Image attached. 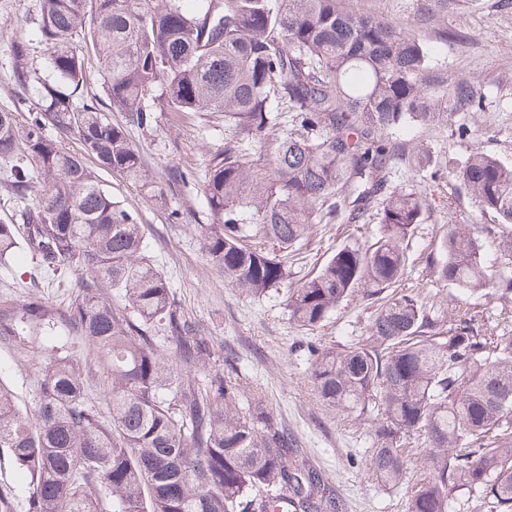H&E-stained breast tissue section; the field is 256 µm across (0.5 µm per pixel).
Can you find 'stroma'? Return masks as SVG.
I'll use <instances>...</instances> for the list:
<instances>
[{
  "instance_id": "stroma-1",
  "label": "stroma",
  "mask_w": 512,
  "mask_h": 512,
  "mask_svg": "<svg viewBox=\"0 0 512 512\" xmlns=\"http://www.w3.org/2000/svg\"><path fill=\"white\" fill-rule=\"evenodd\" d=\"M359 15H378L423 38L431 57L428 78L446 90L458 80L470 81L482 100L469 109L449 104L442 123L392 130L412 149L427 151L444 172L436 179L425 170L395 176L393 186L414 189L428 209L407 245L411 263L404 288L423 294L438 292L419 262L420 252L434 248L451 224H496L495 214L479 213L455 178L473 144L512 162V0H448L447 10L422 22L424 0H344ZM39 0H0V111L29 117L27 104L10 74L12 47L35 41ZM467 135H460L459 126ZM165 205L131 186L118 174L101 172L113 197L136 214L143 226L147 252L164 271L184 314L208 336L216 355L234 364L244 386L259 390L265 402L300 442L305 457L335 486L345 512H408L410 485L383 486L371 469L375 423L371 416L325 406L310 381L309 347H343L366 340L372 309L354 295L317 327L304 330L288 319L287 288L315 274L336 246L375 241L380 217L339 223L315 231L289 266L286 289L248 296L227 284L206 261L197 225L210 223L203 192L204 174L213 153L231 136L221 118L198 114L163 116L158 128L144 132L127 127ZM192 171L189 183L176 181V171ZM42 351L0 343V383L17 395L21 407H32L40 381Z\"/></svg>"
}]
</instances>
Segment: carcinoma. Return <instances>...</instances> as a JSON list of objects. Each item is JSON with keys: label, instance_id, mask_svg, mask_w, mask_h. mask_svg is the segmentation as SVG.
Here are the masks:
<instances>
[{"label": "carcinoma", "instance_id": "1", "mask_svg": "<svg viewBox=\"0 0 512 512\" xmlns=\"http://www.w3.org/2000/svg\"><path fill=\"white\" fill-rule=\"evenodd\" d=\"M189 2L39 0L48 70L31 44L12 49L11 78L32 113L22 125L0 112V174L14 211L0 223V266L29 261L34 288L71 277L62 308L37 295L0 298V340L45 354L35 418L0 384V448L28 475L26 512H342L259 392L219 368L197 380L166 363L217 358L147 254L137 216L97 173L147 186L126 127L154 131L164 112L218 114L232 130L209 159L213 223L200 225L201 241L211 268L247 294L288 281V258L314 225L379 208L374 243L336 248L288 290L289 319L303 329L356 293L376 301L366 341L312 351L311 382L331 408L380 416L372 466L383 485L404 483L407 447L422 441L427 466L410 512H450L455 492L474 512H512V336L491 328L477 302L512 303V163L475 146L456 174L499 219L500 269L485 264L476 224L449 225L422 257L437 283L473 302L398 288L426 202L412 189L385 191L396 164L430 163L386 132L439 121L450 96L473 103L471 82L437 89L418 34L341 0ZM91 58L101 85L92 95ZM257 143L272 155L267 176L251 172ZM247 213L257 223H244ZM257 236L271 249L254 245ZM61 325L103 366L106 407L86 397L79 360L57 340Z\"/></svg>", "mask_w": 512, "mask_h": 512}]
</instances>
